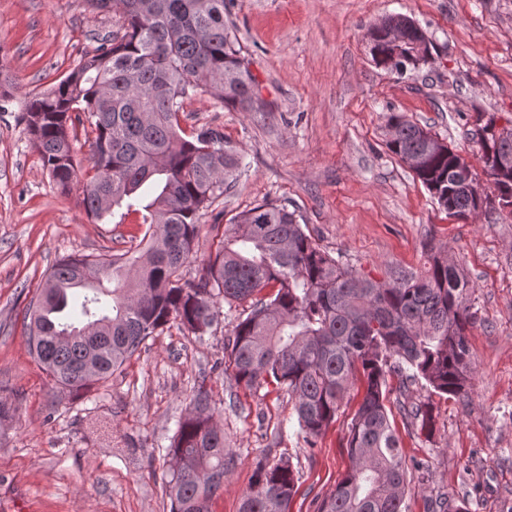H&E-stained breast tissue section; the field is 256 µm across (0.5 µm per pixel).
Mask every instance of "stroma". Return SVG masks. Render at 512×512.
Returning <instances> with one entry per match:
<instances>
[{
	"mask_svg": "<svg viewBox=\"0 0 512 512\" xmlns=\"http://www.w3.org/2000/svg\"><path fill=\"white\" fill-rule=\"evenodd\" d=\"M391 14L426 33L428 63L401 72L374 63L367 30ZM224 19L267 109L201 94L183 106L185 132L219 129L248 165L202 214L188 277L214 254L215 225L263 202L297 210L320 247L377 280L395 266L422 272L428 244L447 248L475 286V373L465 406L414 388L435 407L432 438L393 420L406 458L427 467L409 480L406 512H426L440 493L470 512H512V216L448 215L387 147L395 112L482 173L477 116L512 124V0H224ZM118 28V15L86 0H0V85L12 93L0 112V401L12 408L0 422V512H170L166 449L201 384L234 458L211 512H239L257 462L283 456L300 476L289 512H317L350 466L347 426L363 390L350 388L308 447L286 392L225 375L233 311L201 339L174 326L156 333L78 395L30 352L26 313L46 271L69 255L124 253L147 230L124 208L92 221L77 193L52 182L22 120L28 97Z\"/></svg>",
	"mask_w": 512,
	"mask_h": 512,
	"instance_id": "stroma-1",
	"label": "stroma"
}]
</instances>
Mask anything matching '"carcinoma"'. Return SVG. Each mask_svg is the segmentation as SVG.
Masks as SVG:
<instances>
[{
	"instance_id": "cac0c4a2",
	"label": "carcinoma",
	"mask_w": 512,
	"mask_h": 512,
	"mask_svg": "<svg viewBox=\"0 0 512 512\" xmlns=\"http://www.w3.org/2000/svg\"><path fill=\"white\" fill-rule=\"evenodd\" d=\"M87 3L117 13L120 31L84 53L49 92L28 99L24 120L52 181L63 192L79 187L87 215L101 221L125 205L149 228L132 252L56 262L30 309L32 352L62 389L88 391L167 325L201 339L219 325L221 302L246 303L224 372L250 389L287 390L309 446L354 381L364 385L348 426L351 467L317 512H405L408 471L421 474L425 465L402 455L390 381L469 401L473 283L433 247L421 274L398 269L388 281L368 278L320 248L296 211L270 202L235 215L199 278L185 279L201 212L220 202L245 166L220 130L186 134L183 104L204 92L262 112L259 84L224 22V0ZM386 29L379 22L368 31L379 66ZM77 126L92 134L93 174L84 181L71 133ZM387 127L391 152L418 160L413 172L443 210L462 217L476 209L454 151H434L432 135L402 115L391 114ZM478 135L482 154L512 153V136L498 139L484 125ZM398 409L416 431L433 433L430 403L406 397ZM167 456L171 512H210L232 457L203 380ZM298 480L288 458L258 461L239 512H288Z\"/></svg>"
}]
</instances>
